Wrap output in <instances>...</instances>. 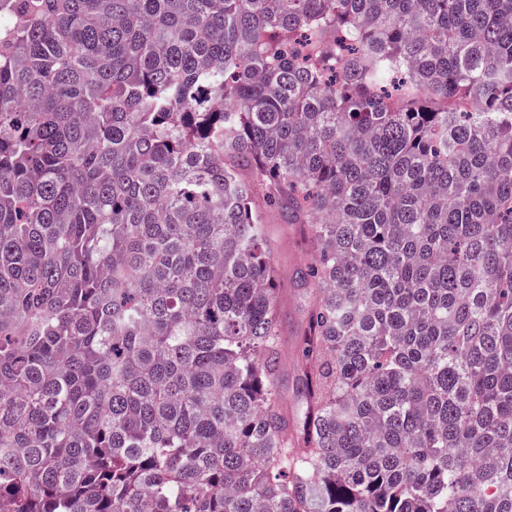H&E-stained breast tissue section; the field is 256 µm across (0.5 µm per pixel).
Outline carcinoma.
Masks as SVG:
<instances>
[{
	"mask_svg": "<svg viewBox=\"0 0 512 512\" xmlns=\"http://www.w3.org/2000/svg\"><path fill=\"white\" fill-rule=\"evenodd\" d=\"M2 503L512 512V0H0ZM265 226L276 288H280L277 317L281 355L277 389L288 406V419L298 421L302 406L297 393L304 378L300 350L308 306L298 272L314 261L315 250L307 225L289 224L277 210L266 214Z\"/></svg>",
	"mask_w": 512,
	"mask_h": 512,
	"instance_id": "cac0c4a2",
	"label": "carcinoma"
}]
</instances>
